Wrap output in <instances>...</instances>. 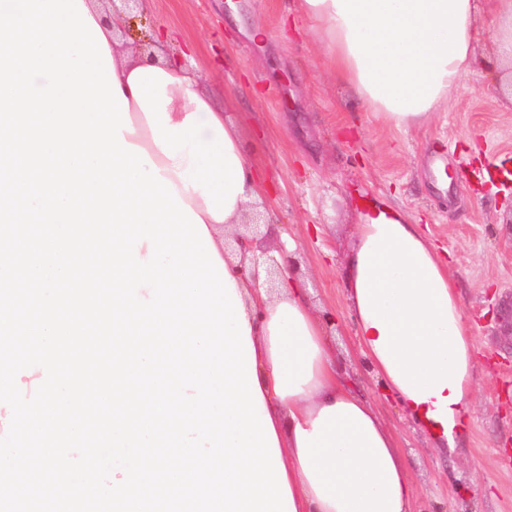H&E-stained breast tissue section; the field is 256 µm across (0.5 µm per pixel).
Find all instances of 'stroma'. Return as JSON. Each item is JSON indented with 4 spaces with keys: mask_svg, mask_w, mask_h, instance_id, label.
<instances>
[{
    "mask_svg": "<svg viewBox=\"0 0 512 512\" xmlns=\"http://www.w3.org/2000/svg\"><path fill=\"white\" fill-rule=\"evenodd\" d=\"M298 0H143L127 17L125 37L142 48L157 31L169 51H190L210 86L224 95L269 185L263 227L285 229L298 243L296 273L317 313L336 317L338 362L394 433L419 489L418 512H512V322L490 310L512 309V186L491 189L467 177L490 158H512V85L479 66L421 128L376 120L336 79ZM267 42L250 37L256 24ZM451 177L439 186L431 166ZM400 207L448 248L450 273L477 342L470 425L454 452L427 437L384 398L360 354L344 296L342 263L366 199Z\"/></svg>",
    "mask_w": 512,
    "mask_h": 512,
    "instance_id": "obj_1",
    "label": "stroma"
}]
</instances>
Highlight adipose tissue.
Returning a JSON list of instances; mask_svg holds the SVG:
<instances>
[{
	"label": "adipose tissue",
	"instance_id": "adipose-tissue-1",
	"mask_svg": "<svg viewBox=\"0 0 512 512\" xmlns=\"http://www.w3.org/2000/svg\"><path fill=\"white\" fill-rule=\"evenodd\" d=\"M99 25L128 100L127 143L145 149L184 204L199 215L245 312L266 414L274 427L296 512H416L408 463L373 404L350 384L309 290L288 261L281 272L245 277L249 258L224 247L261 206L266 181L241 143L218 94L191 64L124 48L96 0ZM339 80L386 123L423 127L480 60L478 21L496 23L495 64L512 60V0H299ZM342 268L360 351L384 394L428 434L454 448L471 417L476 347L449 263L401 209L362 203Z\"/></svg>",
	"mask_w": 512,
	"mask_h": 512
}]
</instances>
